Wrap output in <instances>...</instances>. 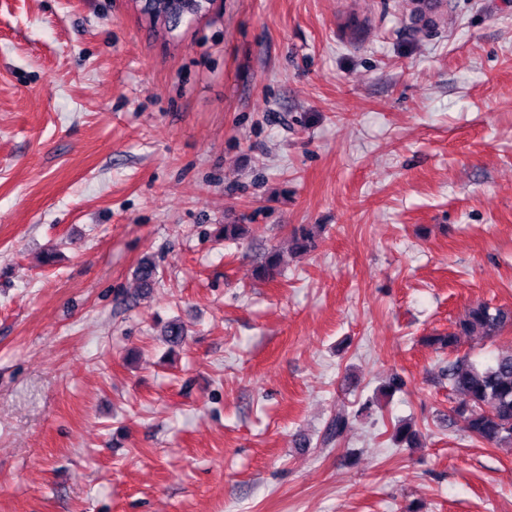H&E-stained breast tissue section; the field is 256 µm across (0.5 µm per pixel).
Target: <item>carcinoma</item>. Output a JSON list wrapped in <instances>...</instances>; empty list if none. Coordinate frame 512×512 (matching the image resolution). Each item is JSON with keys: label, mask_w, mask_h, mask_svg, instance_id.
Here are the masks:
<instances>
[{"label": "carcinoma", "mask_w": 512, "mask_h": 512, "mask_svg": "<svg viewBox=\"0 0 512 512\" xmlns=\"http://www.w3.org/2000/svg\"><path fill=\"white\" fill-rule=\"evenodd\" d=\"M210 9L208 0H152V10L144 13L150 21L175 30L185 18H198ZM321 230L319 224H300L295 227L291 239L295 248L309 252L315 248ZM249 231L247 224H224L220 236L226 240H240ZM281 258L277 249H270L258 274L272 280L280 274ZM512 327V310L493 308L477 303L458 317L448 334L429 336L426 342L442 351L453 353L460 345L461 337L475 333L495 337ZM448 390L463 396L462 401L449 408V413L463 418L469 432L480 441L495 448L512 449V351L501 353L487 365H479L467 356H457L448 362L446 371ZM348 425L345 416L332 419L325 428L320 444L328 446L338 441ZM397 446H420L418 434L409 426L396 430Z\"/></svg>", "instance_id": "obj_1"}]
</instances>
